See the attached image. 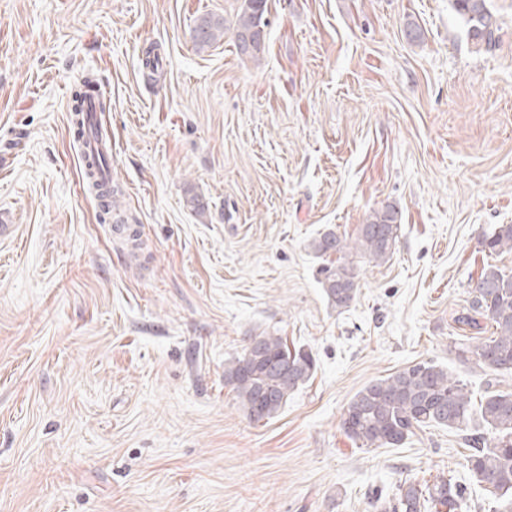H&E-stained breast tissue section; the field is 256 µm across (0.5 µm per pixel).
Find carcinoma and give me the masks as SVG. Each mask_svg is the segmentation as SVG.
<instances>
[{
	"mask_svg": "<svg viewBox=\"0 0 512 512\" xmlns=\"http://www.w3.org/2000/svg\"><path fill=\"white\" fill-rule=\"evenodd\" d=\"M454 9L475 43L485 49L496 43L499 28L493 21L489 0H454ZM268 0H241L233 25L237 55L260 64L266 53L269 25ZM224 17L212 13L199 16L193 27L198 49L224 39ZM93 98L100 111L107 102L95 81L87 78L73 93L71 123L81 137L85 132V102ZM102 161H87V184L100 192L101 221L126 224L121 212L120 185L100 183ZM399 212L392 205L372 211L360 225L353 244L329 230L314 239L311 248L320 257L342 254L352 248L369 260L386 261L397 238ZM490 253L512 251V224H500L482 242ZM358 274L345 262L326 268L323 290L329 304L338 310L350 307L358 294ZM470 310L474 316L459 318L467 325L482 318L491 324L493 336L475 345H462L459 354H472L479 365L494 373H512V272L486 263L471 280ZM316 370L312 352L289 346L283 336L265 332L249 337L242 353L224 363V384L231 386L238 405L254 421L279 414L288 398L307 384ZM448 428L462 433L468 447V470L484 490L502 501L503 512H512V389L488 390L480 400L463 380L441 364L422 361L388 376L374 379L348 401L342 417L345 435L360 448H394L416 431ZM467 487L445 476L431 484L406 480L394 497L381 504V512H424L437 506L461 512Z\"/></svg>",
	"mask_w": 512,
	"mask_h": 512,
	"instance_id": "obj_1",
	"label": "carcinoma"
}]
</instances>
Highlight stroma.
I'll return each mask as SVG.
<instances>
[{
  "mask_svg": "<svg viewBox=\"0 0 512 512\" xmlns=\"http://www.w3.org/2000/svg\"><path fill=\"white\" fill-rule=\"evenodd\" d=\"M261 64L191 30L237 0H0V512H377L401 481L467 484L457 433L360 448L344 408L369 381L434 361L474 392L512 375L462 359L483 237L512 224V0L477 49L452 0H269ZM423 32L408 41L407 22ZM156 47L163 75L142 58ZM111 106V173L139 247L82 184L71 91ZM204 195L200 217L185 192ZM401 213L385 263L344 254L336 311L310 243ZM270 331L317 370L259 423L224 363ZM338 258L336 267L326 268L323 290L331 306L338 310L349 308L358 294V274L355 268Z\"/></svg>",
  "mask_w": 512,
  "mask_h": 512,
  "instance_id": "stroma-1",
  "label": "stroma"
}]
</instances>
